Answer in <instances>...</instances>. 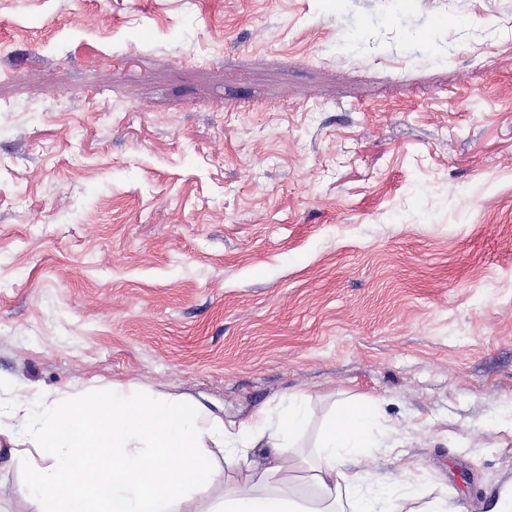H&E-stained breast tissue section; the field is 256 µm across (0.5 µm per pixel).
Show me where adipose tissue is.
<instances>
[{
  "label": "adipose tissue",
  "instance_id": "ef3b65f1",
  "mask_svg": "<svg viewBox=\"0 0 512 512\" xmlns=\"http://www.w3.org/2000/svg\"><path fill=\"white\" fill-rule=\"evenodd\" d=\"M2 415L10 460L31 463L35 512H400L399 488L381 499L369 494L362 461L375 445L373 414L361 404H339L308 456L298 445L307 415L297 396L277 422L261 409L247 427L177 396L138 398L120 383L90 404L36 403L19 393L0 405ZM248 439L268 440L264 462L244 463L223 496H213L217 477L206 444L235 453ZM302 463L315 488L308 499L288 479Z\"/></svg>",
  "mask_w": 512,
  "mask_h": 512
}]
</instances>
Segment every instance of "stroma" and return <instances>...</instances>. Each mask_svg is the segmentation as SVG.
<instances>
[{"label":"stroma","instance_id":"1","mask_svg":"<svg viewBox=\"0 0 512 512\" xmlns=\"http://www.w3.org/2000/svg\"><path fill=\"white\" fill-rule=\"evenodd\" d=\"M370 402L421 512L512 484V0H0V399ZM27 467L0 512H32Z\"/></svg>","mask_w":512,"mask_h":512}]
</instances>
